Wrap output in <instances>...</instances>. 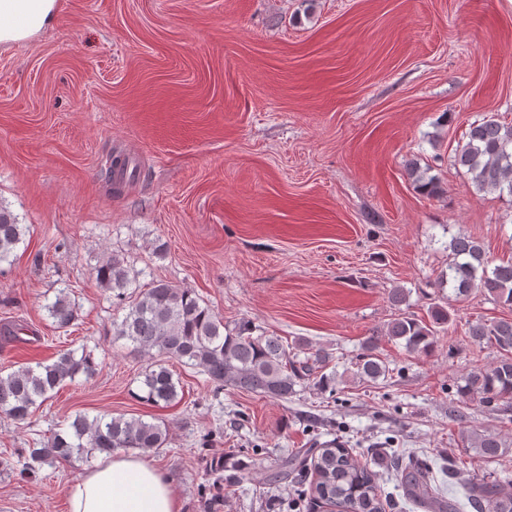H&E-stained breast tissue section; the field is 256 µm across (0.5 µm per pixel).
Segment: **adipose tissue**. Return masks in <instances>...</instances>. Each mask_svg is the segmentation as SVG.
Here are the masks:
<instances>
[{
  "label": "adipose tissue",
  "mask_w": 512,
  "mask_h": 512,
  "mask_svg": "<svg viewBox=\"0 0 512 512\" xmlns=\"http://www.w3.org/2000/svg\"><path fill=\"white\" fill-rule=\"evenodd\" d=\"M57 0H0V43L25 40L52 23ZM68 512H180L174 482L144 456L115 454L65 489Z\"/></svg>",
  "instance_id": "1"
}]
</instances>
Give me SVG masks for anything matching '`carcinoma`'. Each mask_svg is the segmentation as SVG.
Returning a JSON list of instances; mask_svg holds the SVG:
<instances>
[{
    "instance_id": "obj_1",
    "label": "carcinoma",
    "mask_w": 512,
    "mask_h": 512,
    "mask_svg": "<svg viewBox=\"0 0 512 512\" xmlns=\"http://www.w3.org/2000/svg\"><path fill=\"white\" fill-rule=\"evenodd\" d=\"M467 141L456 150L455 164L477 190L507 193L512 197V124L495 119L476 120L469 125ZM28 226L17 222L0 205V263L9 261L24 240ZM448 268L441 272L439 285L448 286L457 298L479 290L490 300L512 306V262L490 266L481 245L473 238L455 235L448 245ZM100 287L112 292L121 320L113 323L114 336L126 341L131 351L149 357L140 373L141 394L147 404L167 408L178 401L179 381L164 360L176 359L202 369L214 390L230 385L247 392L277 400H286L297 388H324L336 382V376L323 372L331 353L322 349L292 354L277 336L254 335L255 328L244 322L229 329L224 321L193 290L179 288L162 280L141 288L136 271L125 257L111 254L96 267ZM45 309L58 329L70 327L77 318L67 292L60 290ZM451 322L448 310L435 307L423 323L403 316L388 326L387 336L404 342L407 351H429L437 336ZM478 346H491L500 353L488 370H474L465 378L463 390L490 406L512 399V319L477 321L465 332ZM377 337L365 340L355 363L353 376L376 382L392 375V369L376 353ZM98 363L93 353L81 355L68 349L51 364L22 365L7 374L0 370V413L24 421L32 409L42 405L49 393L79 376L93 378ZM168 426L162 420L146 422L110 414L90 418L77 415L64 430L56 431L41 448L29 449L30 466H41L74 455H110L119 449L162 448L167 442ZM477 454L489 461L512 450L509 444L492 434H480L473 440ZM395 480L406 499L432 512H458L453 501L439 496L432 467L417 457L404 461L394 456ZM313 476L314 512H386L391 501L381 489L376 473L354 456L352 449L336 441L320 448H300L285 453L266 468L270 485L289 480L305 484ZM470 506L478 512H512V478L495 477L472 481L466 489Z\"/></svg>"
}]
</instances>
